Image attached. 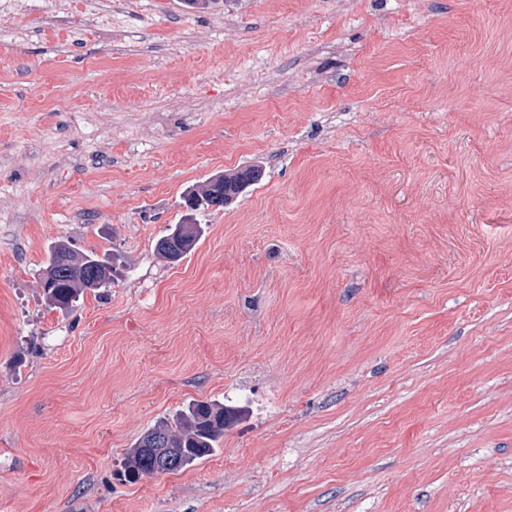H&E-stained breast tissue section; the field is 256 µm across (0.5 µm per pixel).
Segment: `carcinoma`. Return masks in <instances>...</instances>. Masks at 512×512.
Masks as SVG:
<instances>
[{
	"label": "carcinoma",
	"mask_w": 512,
	"mask_h": 512,
	"mask_svg": "<svg viewBox=\"0 0 512 512\" xmlns=\"http://www.w3.org/2000/svg\"><path fill=\"white\" fill-rule=\"evenodd\" d=\"M261 170L255 166L214 175L197 183L183 196L187 209L196 211L209 207L220 210L229 199L220 193L257 183ZM202 237L199 224H175L156 243V252L168 263L180 262L198 245ZM112 265L95 253L78 252L61 240L51 248L44 267L40 287L47 304L67 310L87 291H98L112 284ZM239 410L217 401H193L172 418L162 420L143 433L129 448L122 460L118 476L137 481L143 476L159 473L154 460L174 457L175 465L167 472L175 473L215 453L224 428L237 419Z\"/></svg>",
	"instance_id": "obj_1"
}]
</instances>
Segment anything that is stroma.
<instances>
[{
	"mask_svg": "<svg viewBox=\"0 0 512 512\" xmlns=\"http://www.w3.org/2000/svg\"><path fill=\"white\" fill-rule=\"evenodd\" d=\"M61 240L119 272L66 313ZM0 512H512V0H0ZM260 177L261 170L255 166L214 175L205 181L197 183L187 191L183 196L185 206L191 211H196L201 207L204 210L209 207L215 208L214 211L221 210L232 201L225 196L227 189L235 191L239 190L240 187L245 188L247 185L250 186L257 183L261 179ZM218 184L224 186V196L217 188ZM181 223L174 224L156 243L159 257L171 264L180 262L190 254L202 237L200 224H183L190 223L188 221ZM240 411L217 401H193L171 419L162 420L143 433L122 460L118 476L132 482L142 476L175 473L215 453L224 428ZM174 457L169 469L154 468V460Z\"/></svg>",
	"mask_w": 512,
	"mask_h": 512,
	"instance_id": "35a3bbf8",
	"label": "stroma"
}]
</instances>
